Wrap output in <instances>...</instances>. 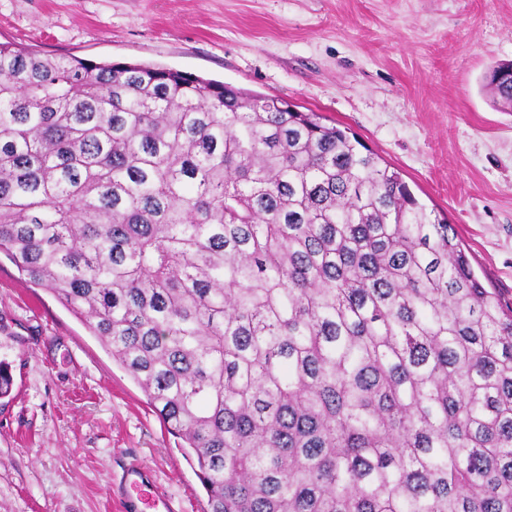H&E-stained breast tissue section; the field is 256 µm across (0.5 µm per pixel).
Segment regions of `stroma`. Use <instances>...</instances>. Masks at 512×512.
Instances as JSON below:
<instances>
[{
	"label": "stroma",
	"mask_w": 512,
	"mask_h": 512,
	"mask_svg": "<svg viewBox=\"0 0 512 512\" xmlns=\"http://www.w3.org/2000/svg\"><path fill=\"white\" fill-rule=\"evenodd\" d=\"M0 43L150 63L350 129L454 224L512 306V111L483 87L512 60V0H0ZM0 512H123L140 459L177 512H207L194 466L84 325L0 258Z\"/></svg>",
	"instance_id": "1"
}]
</instances>
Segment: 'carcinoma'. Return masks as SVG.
Listing matches in <instances>:
<instances>
[{"label":"carcinoma","instance_id":"cac0c4a2","mask_svg":"<svg viewBox=\"0 0 512 512\" xmlns=\"http://www.w3.org/2000/svg\"><path fill=\"white\" fill-rule=\"evenodd\" d=\"M278 103L0 43V255L142 390L208 512H512V308L399 172Z\"/></svg>","mask_w":512,"mask_h":512}]
</instances>
